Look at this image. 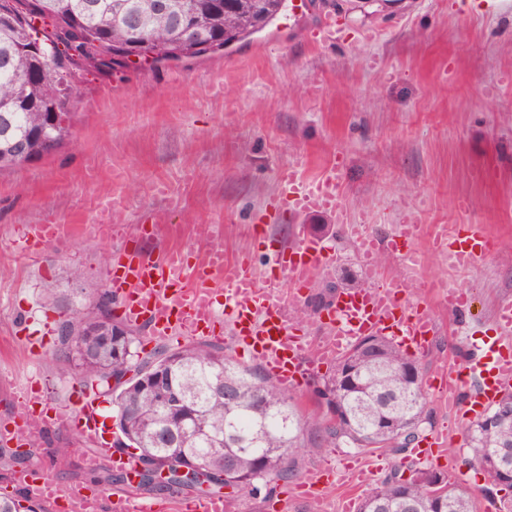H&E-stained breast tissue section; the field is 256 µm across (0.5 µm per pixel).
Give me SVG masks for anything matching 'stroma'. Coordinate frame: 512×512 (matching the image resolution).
I'll return each mask as SVG.
<instances>
[{
  "instance_id": "35a3bbf8",
  "label": "stroma",
  "mask_w": 512,
  "mask_h": 512,
  "mask_svg": "<svg viewBox=\"0 0 512 512\" xmlns=\"http://www.w3.org/2000/svg\"><path fill=\"white\" fill-rule=\"evenodd\" d=\"M318 2L206 60L87 75L70 142L0 175V425L23 413L30 385L46 386L52 406L39 416L40 447L0 479L1 497L19 496L18 476L31 470L96 492L102 512H112L115 494L128 488L97 483L88 472L90 448L72 415L79 380L51 358L60 317L108 289L121 248L156 257L172 247L220 246L228 258L248 252L262 265L272 247L302 234L333 242L335 259L288 300L290 317L316 346L329 328L310 299L331 284L358 287L367 275L336 233L341 218L378 233L407 223L489 225L495 251L458 275L473 298L460 330L437 299L445 271L425 240L410 300L438 329L412 353L433 411L422 437L435 448L423 465L470 488L477 512H496L497 500L484 493L487 477L463 445L468 415L449 410L435 375L494 336L497 307L512 303V0H389L377 13L370 0ZM333 164L342 168L337 213L292 216L281 207L283 171L295 167L314 181ZM49 219L63 233L36 255L18 253L17 229ZM254 223L266 224V241L253 238ZM102 224L123 225L127 235L101 237ZM50 287L57 303L43 298ZM444 436L449 446H437ZM56 445L70 446L71 455H49ZM359 460L372 468L369 485L400 463L386 448L308 453L302 476L319 481L318 497L291 484L268 498L238 491L237 512H340L344 499L360 500L369 485L335 470Z\"/></svg>"
}]
</instances>
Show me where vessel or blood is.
I'll use <instances>...</instances> for the list:
<instances>
[{"label":"vessel or blood","mask_w":512,"mask_h":512,"mask_svg":"<svg viewBox=\"0 0 512 512\" xmlns=\"http://www.w3.org/2000/svg\"><path fill=\"white\" fill-rule=\"evenodd\" d=\"M285 202L294 209L335 210L339 186L335 170H328L315 185H307L296 172H289ZM56 224H30L17 241L24 253L54 240ZM339 230L354 244L370 273L358 288L339 296L327 311L335 337L331 346L319 350L320 359L340 355L350 342L369 334H398L403 345L423 348L436 326L426 310L408 309L414 277H387L373 270L375 256L382 251L401 261L415 258L418 242L428 238L435 252L448 256L455 269L469 270L492 253L494 243L485 225L443 224L425 229L421 224H398L392 233L378 236L366 224H343ZM332 249L323 240L301 237L295 244L274 250L266 269H258L248 256L228 260L222 247L203 253L172 249L151 258L137 249L125 250L111 273L112 296L119 302L129 324L146 326L152 337L218 336L231 327L236 338L245 340L252 356L269 375L285 386L306 379L311 345L284 310L285 288H306L315 267L329 260ZM497 337L483 349L470 351L462 366L441 372L442 391L451 407H466L478 416L502 395L512 392V304H502L495 315ZM95 395L83 390L74 405L78 433L93 447L88 465L108 457L115 469L129 471L130 463L115 453L97 424ZM21 485L34 500L59 505L70 512H99L95 493H85L46 476L25 474ZM180 512H226L223 497L181 499Z\"/></svg>","instance_id":"vessel-or-blood-1"}]
</instances>
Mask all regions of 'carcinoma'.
Instances as JSON below:
<instances>
[{"instance_id":"carcinoma-1","label":"carcinoma","mask_w":512,"mask_h":512,"mask_svg":"<svg viewBox=\"0 0 512 512\" xmlns=\"http://www.w3.org/2000/svg\"><path fill=\"white\" fill-rule=\"evenodd\" d=\"M14 0H0V173L40 159L70 136L72 109L84 74L128 67L130 55L151 64L178 65L226 51L264 30L286 8V0H27L19 13ZM112 314L103 293L61 318L54 357L67 363L83 385L115 393L118 443L139 450L135 460L175 469L188 460L210 468L208 489H243L261 482L273 493L302 474L306 451L323 448H388L397 455L415 443L432 412L423 382L407 368L422 370L385 336H365L336 365L354 369V382L336 385V372L314 382L319 412L301 413L294 397L255 366H243L224 348L192 341L139 355L140 338ZM121 325V335L93 336L84 324ZM119 378L116 385L110 379ZM178 394L191 419L176 425L163 407ZM342 414L327 423L320 397ZM472 462L485 469L487 451L512 446V420L492 430L482 419L464 431ZM0 512H49L45 504L0 498ZM357 512H472L469 491L448 474L429 468L398 473L377 484L358 502Z\"/></svg>"}]
</instances>
